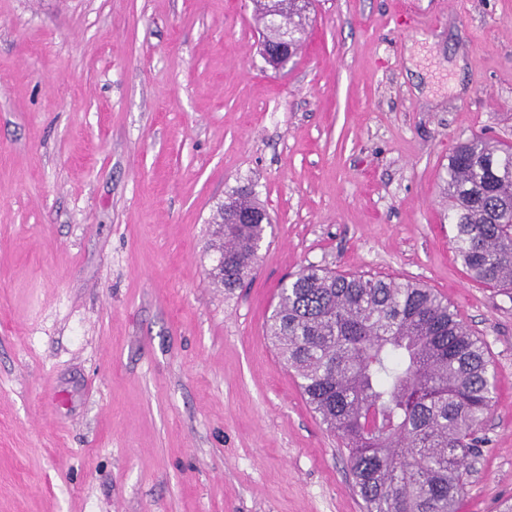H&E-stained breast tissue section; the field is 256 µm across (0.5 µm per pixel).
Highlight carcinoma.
<instances>
[{
  "label": "carcinoma",
  "instance_id": "1",
  "mask_svg": "<svg viewBox=\"0 0 512 512\" xmlns=\"http://www.w3.org/2000/svg\"><path fill=\"white\" fill-rule=\"evenodd\" d=\"M270 42L294 52L307 34L297 0H252ZM453 244L470 276L512 298V148L474 138L448 159ZM212 282L251 275L267 211L242 189L217 207ZM266 334L308 405L346 448L366 512H459L464 475L483 453L492 408L486 344L447 300L412 280L302 267L283 287Z\"/></svg>",
  "mask_w": 512,
  "mask_h": 512
}]
</instances>
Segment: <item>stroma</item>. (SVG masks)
I'll return each instance as SVG.
<instances>
[{
    "mask_svg": "<svg viewBox=\"0 0 512 512\" xmlns=\"http://www.w3.org/2000/svg\"><path fill=\"white\" fill-rule=\"evenodd\" d=\"M250 0H0V512H364L266 337L301 267L422 282L497 395L460 512L512 498V298L443 193L512 145V0H315L272 69ZM272 222L244 287L210 217ZM251 196L252 192L247 189L229 195L217 207L213 217L215 237L212 247L220 258L213 268L212 282L224 291L240 288L251 275L258 246L271 223L267 211ZM261 219L263 223H260Z\"/></svg>",
    "mask_w": 512,
    "mask_h": 512,
    "instance_id": "35a3bbf8",
    "label": "stroma"
}]
</instances>
